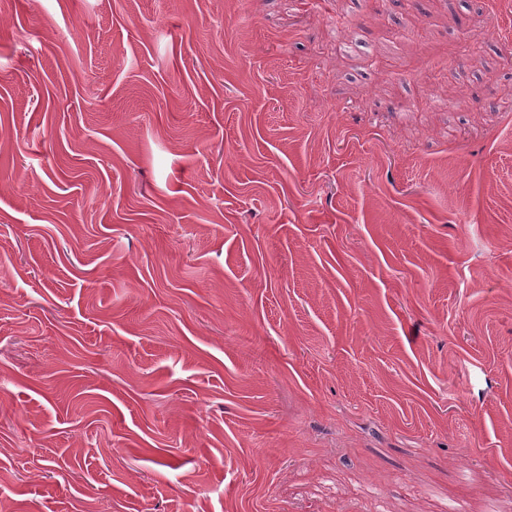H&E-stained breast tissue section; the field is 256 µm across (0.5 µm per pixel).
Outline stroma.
<instances>
[{
    "label": "stroma",
    "mask_w": 512,
    "mask_h": 512,
    "mask_svg": "<svg viewBox=\"0 0 512 512\" xmlns=\"http://www.w3.org/2000/svg\"><path fill=\"white\" fill-rule=\"evenodd\" d=\"M512 0H0L10 512H512Z\"/></svg>",
    "instance_id": "35a3bbf8"
}]
</instances>
